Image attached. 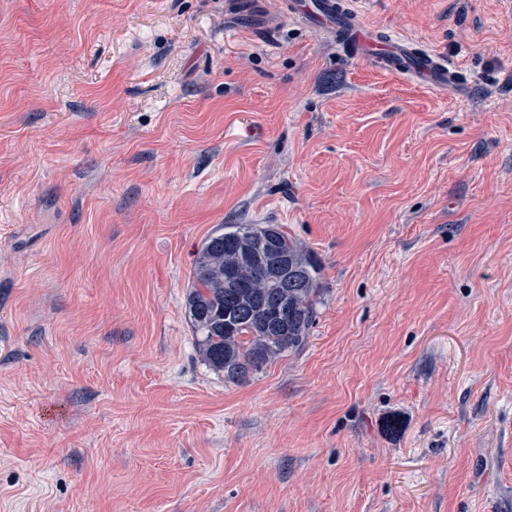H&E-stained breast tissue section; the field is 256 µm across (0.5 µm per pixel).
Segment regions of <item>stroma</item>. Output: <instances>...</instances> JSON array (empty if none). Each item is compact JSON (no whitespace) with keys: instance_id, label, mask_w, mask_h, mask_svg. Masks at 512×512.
I'll return each instance as SVG.
<instances>
[{"instance_id":"35a3bbf8","label":"stroma","mask_w":512,"mask_h":512,"mask_svg":"<svg viewBox=\"0 0 512 512\" xmlns=\"http://www.w3.org/2000/svg\"><path fill=\"white\" fill-rule=\"evenodd\" d=\"M234 0H0V512H512V13L363 0L442 96ZM220 224L317 262L246 379L185 316Z\"/></svg>"}]
</instances>
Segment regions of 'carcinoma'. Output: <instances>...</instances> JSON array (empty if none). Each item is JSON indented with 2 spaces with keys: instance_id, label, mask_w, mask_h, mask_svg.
<instances>
[{
  "instance_id": "carcinoma-1",
  "label": "carcinoma",
  "mask_w": 512,
  "mask_h": 512,
  "mask_svg": "<svg viewBox=\"0 0 512 512\" xmlns=\"http://www.w3.org/2000/svg\"><path fill=\"white\" fill-rule=\"evenodd\" d=\"M311 255L280 224H220L195 254L186 313L201 359L236 381L299 348L316 321Z\"/></svg>"
}]
</instances>
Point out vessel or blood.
I'll return each mask as SVG.
<instances>
[{
    "label": "vessel or blood",
    "mask_w": 512,
    "mask_h": 512,
    "mask_svg": "<svg viewBox=\"0 0 512 512\" xmlns=\"http://www.w3.org/2000/svg\"><path fill=\"white\" fill-rule=\"evenodd\" d=\"M289 18L313 32L335 38L355 59L408 77L431 91H468L462 74L441 56L417 48L408 39L384 32L367 21L352 0H280Z\"/></svg>",
    "instance_id": "1"
}]
</instances>
